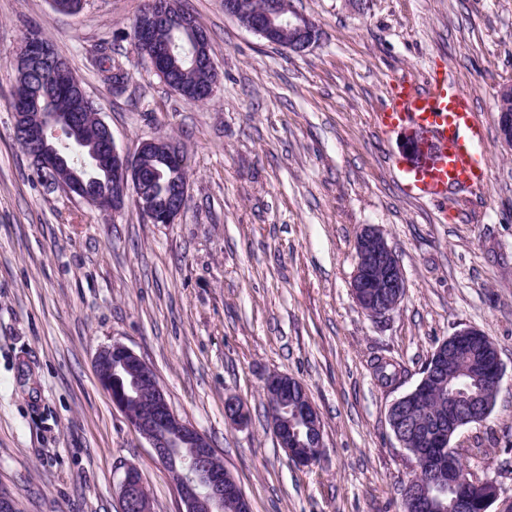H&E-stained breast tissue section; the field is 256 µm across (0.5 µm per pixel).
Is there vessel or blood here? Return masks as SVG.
<instances>
[{
  "instance_id": "vessel-or-blood-1",
  "label": "vessel or blood",
  "mask_w": 512,
  "mask_h": 512,
  "mask_svg": "<svg viewBox=\"0 0 512 512\" xmlns=\"http://www.w3.org/2000/svg\"><path fill=\"white\" fill-rule=\"evenodd\" d=\"M380 128L418 126L432 142L427 161L402 167L401 173L421 196L445 201L449 193L487 183L489 165L477 146L482 129L470 94L446 68L433 70L420 82L400 81L378 114Z\"/></svg>"
}]
</instances>
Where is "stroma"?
I'll return each instance as SVG.
<instances>
[{
  "label": "stroma",
  "instance_id": "1",
  "mask_svg": "<svg viewBox=\"0 0 512 512\" xmlns=\"http://www.w3.org/2000/svg\"><path fill=\"white\" fill-rule=\"evenodd\" d=\"M221 74L204 104L171 91L137 52L144 0H0V492L18 512H121L134 467L152 512H179L167 468L97 383V351L121 342L156 372L174 411L213 443L252 512H401L417 471L386 420L438 345L474 327L504 368L495 407L452 439L468 473L512 500V151L496 93L512 79V0H291L320 38L302 53L182 0ZM66 57L119 150L176 140L190 160L177 223L134 203L109 216L54 187L13 140L10 58L28 26ZM112 57L123 92L103 82ZM445 66L470 94L491 173L442 203L398 175V130L375 119L391 86ZM380 229L406 293L385 319L355 303L362 227ZM400 363L397 386L373 374ZM272 373L301 382L325 448L292 462L269 425ZM248 423L224 415L227 399Z\"/></svg>",
  "mask_w": 512,
  "mask_h": 512
}]
</instances>
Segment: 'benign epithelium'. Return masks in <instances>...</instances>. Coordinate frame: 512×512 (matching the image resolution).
Here are the masks:
<instances>
[{
	"label": "benign epithelium",
	"instance_id": "obj_1",
	"mask_svg": "<svg viewBox=\"0 0 512 512\" xmlns=\"http://www.w3.org/2000/svg\"><path fill=\"white\" fill-rule=\"evenodd\" d=\"M224 14L237 20L246 19L244 26L268 44L292 52H303L318 39L316 23L300 12L288 13L279 0H228L224 3ZM163 25L196 28V22L179 16L169 0L150 6L138 21L137 33L139 43L150 49L146 58L155 69L164 65L167 56V51L154 40L155 31ZM13 57L16 68L26 71L45 60L47 50L40 46L37 35L29 33L13 51ZM193 66L213 73L209 88L205 90L206 98H212L218 82L212 58L200 51L194 57ZM14 127L21 130L25 138L42 145L35 157L36 163L47 173L59 176L61 159L49 136L66 127V119L55 112H16ZM497 128L501 142L512 150V110L505 107L497 111ZM427 142L423 130L411 127L401 133L399 147L413 165L423 160ZM158 147V140H144L134 154L128 155L117 148L112 131H107L103 145L91 160L103 165L112 179V212L122 211L132 198L140 215L150 224H174L181 216L188 200L189 166L177 142L165 141L164 151L168 162L183 174L182 179L161 205L145 194L144 161ZM350 288L357 305L373 319L385 318L394 310L392 306L383 307L384 292H389L390 298L397 301L405 294L406 281L399 259L383 233L374 226L362 228L357 238L356 265ZM95 366L98 383L113 406L123 413L157 458L169 466L180 512H223L224 506L237 507L245 501L231 473L215 464L217 452L212 442L176 414L153 369L141 356L128 346L114 342L98 350ZM296 385L295 379L276 374L267 380L265 393L272 407L270 423L278 445L296 465L308 467L315 458L310 452H297L303 447L297 424L306 425L309 432L316 434L315 447L322 448L320 413L308 396H296ZM419 390L417 386L395 399L387 410L386 420L400 447L415 458L419 472L417 483L425 486L441 466L440 456L431 453V449L448 447V437L468 425L471 415L482 413L483 403L476 394L467 397L465 406L449 399L448 423L435 428L417 422L418 414L426 405ZM451 453L462 480L481 494L482 512H488L500 496V487L492 480H469L456 449H451ZM140 486L137 471L127 469L119 483L122 512H151L150 502L141 494Z\"/></svg>",
	"mask_w": 512,
	"mask_h": 512
}]
</instances>
